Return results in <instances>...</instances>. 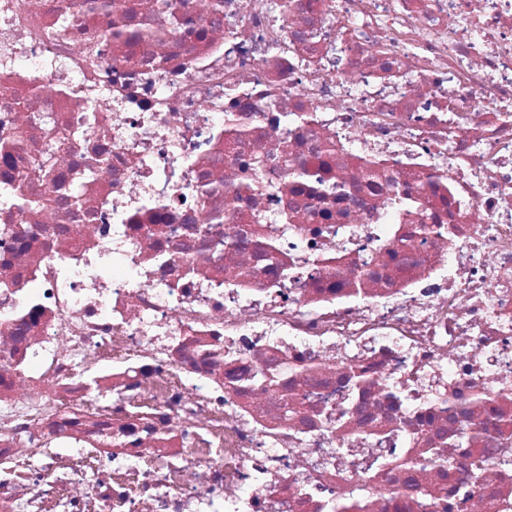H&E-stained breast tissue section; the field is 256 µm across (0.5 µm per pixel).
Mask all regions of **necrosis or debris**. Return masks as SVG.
Here are the masks:
<instances>
[{
	"mask_svg": "<svg viewBox=\"0 0 512 512\" xmlns=\"http://www.w3.org/2000/svg\"><path fill=\"white\" fill-rule=\"evenodd\" d=\"M0 512H512V0H0Z\"/></svg>",
	"mask_w": 512,
	"mask_h": 512,
	"instance_id": "4bbe7bcc",
	"label": "necrosis or debris"
}]
</instances>
